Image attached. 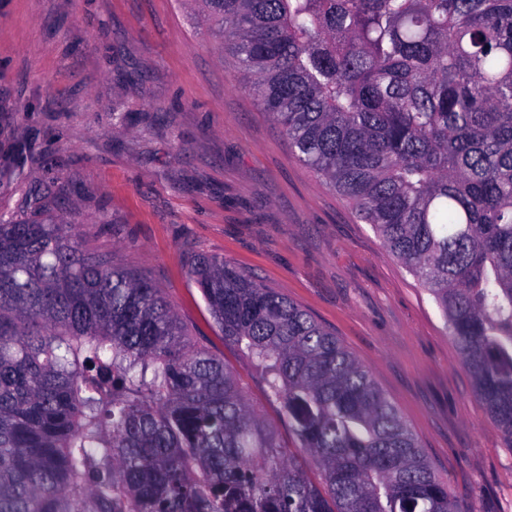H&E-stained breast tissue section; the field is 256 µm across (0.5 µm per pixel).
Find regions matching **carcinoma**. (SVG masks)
I'll return each mask as SVG.
<instances>
[{
  "instance_id": "carcinoma-1",
  "label": "carcinoma",
  "mask_w": 512,
  "mask_h": 512,
  "mask_svg": "<svg viewBox=\"0 0 512 512\" xmlns=\"http://www.w3.org/2000/svg\"><path fill=\"white\" fill-rule=\"evenodd\" d=\"M292 155L440 309L512 448V0H194ZM75 224L0 220V512H457L371 371L217 258L224 360Z\"/></svg>"
}]
</instances>
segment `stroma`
Wrapping results in <instances>:
<instances>
[{
  "label": "stroma",
  "mask_w": 512,
  "mask_h": 512,
  "mask_svg": "<svg viewBox=\"0 0 512 512\" xmlns=\"http://www.w3.org/2000/svg\"><path fill=\"white\" fill-rule=\"evenodd\" d=\"M191 0H0V216L76 224L158 288L293 448L261 372L189 276L224 259L306 309L373 373L459 512H512V449L433 298L288 150Z\"/></svg>",
  "instance_id": "stroma-1"
}]
</instances>
